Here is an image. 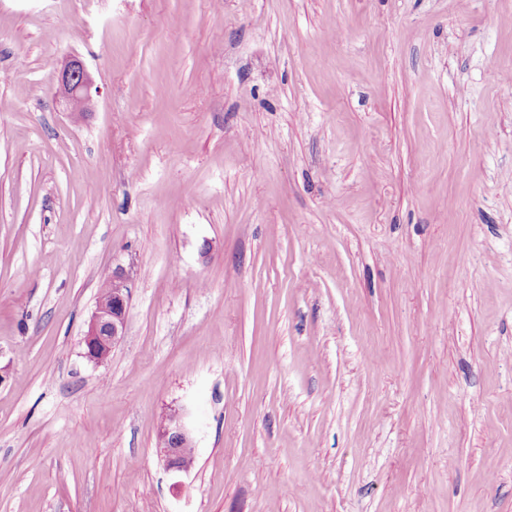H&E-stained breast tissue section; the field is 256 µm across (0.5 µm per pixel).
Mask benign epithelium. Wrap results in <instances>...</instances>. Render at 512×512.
I'll return each instance as SVG.
<instances>
[{
	"label": "benign epithelium",
	"mask_w": 512,
	"mask_h": 512,
	"mask_svg": "<svg viewBox=\"0 0 512 512\" xmlns=\"http://www.w3.org/2000/svg\"><path fill=\"white\" fill-rule=\"evenodd\" d=\"M61 93L68 99L73 111L85 112L92 97L93 80L82 61L70 60L59 76ZM111 300L99 303L93 311L84 334V356L96 364L105 363L114 346L124 336L129 303V288L123 271L112 272ZM195 445L193 429L187 421L184 408H172L165 415L158 440L157 452L168 470L182 472L189 469L193 460L185 449Z\"/></svg>",
	"instance_id": "7a95c632"
}]
</instances>
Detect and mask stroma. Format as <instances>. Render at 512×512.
Segmentation results:
<instances>
[{
  "instance_id": "stroma-1",
  "label": "stroma",
  "mask_w": 512,
  "mask_h": 512,
  "mask_svg": "<svg viewBox=\"0 0 512 512\" xmlns=\"http://www.w3.org/2000/svg\"><path fill=\"white\" fill-rule=\"evenodd\" d=\"M0 512H512V0H0ZM61 93L68 99L74 112H86L92 97L93 80L79 59L70 60L59 76ZM111 300L97 303L84 334V356L95 364L105 363L124 335L129 303L127 278L122 270L113 271ZM193 429L187 421L184 408H171L165 415L161 427V438L158 440L157 452L164 461L166 468L173 472H182L189 469L194 461L190 459L187 451L191 452L195 446Z\"/></svg>"
}]
</instances>
